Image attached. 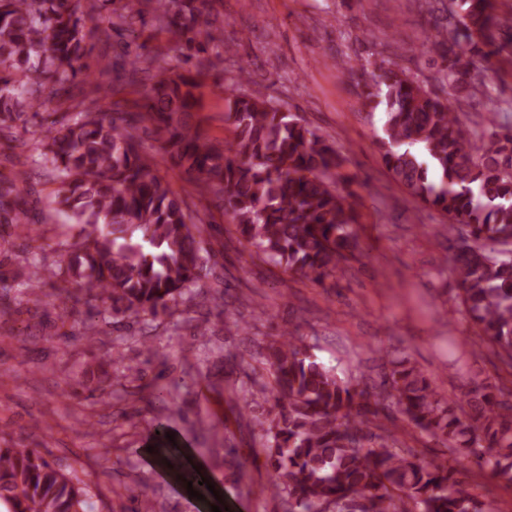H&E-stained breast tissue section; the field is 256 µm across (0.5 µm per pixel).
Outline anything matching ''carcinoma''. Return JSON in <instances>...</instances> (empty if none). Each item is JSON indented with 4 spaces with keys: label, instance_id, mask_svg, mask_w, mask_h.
Masks as SVG:
<instances>
[{
    "label": "carcinoma",
    "instance_id": "1",
    "mask_svg": "<svg viewBox=\"0 0 512 512\" xmlns=\"http://www.w3.org/2000/svg\"><path fill=\"white\" fill-rule=\"evenodd\" d=\"M158 22L184 40L185 60L215 69L224 34L204 19L208 0H153ZM96 3L81 0H0V133L29 107L45 109L72 97L86 66ZM148 0H130L114 26L144 22ZM512 41V18L493 0H453L446 24L432 40L445 62L448 89L467 99L483 84L474 58ZM156 74L139 111L114 103L105 111L100 88L83 93L80 117L51 122L37 163L61 180L68 219L78 229L53 268L37 276L55 280L57 299L70 311L80 302L96 309L82 321L93 341L98 322L133 317L149 322L193 298L207 276L210 247L205 221L159 175L171 160L189 180L220 199L247 247L267 263L322 285L356 258L359 213L344 172L348 158L285 104L266 93L249 72L253 90L226 92L225 121L235 138L221 144L188 120L197 83L171 70L165 59L147 60ZM378 79L365 98L384 106L376 133L382 160L394 182L412 198L448 218L443 235L470 328L500 362L512 368V127L497 124L499 110L477 134L461 121L448 98L416 80L397 63L376 64ZM17 71H33L47 84H23ZM149 122L163 133L156 153L139 131ZM23 173L0 185V217L31 238L21 202ZM0 275L1 307L41 302L33 289L11 298ZM271 381L260 393L273 404L261 417V447L269 488L288 512H493L460 479L464 462L512 483V404L498 399L504 387L486 379L442 397L405 357L387 354L391 369L380 382L340 376L310 352L304 337L285 329L261 353ZM402 416L448 448V461L425 462L404 446L399 425L376 420ZM175 459L202 495L195 471L175 452L154 457L164 471ZM88 484L50 463L37 448H0V502L10 512H88Z\"/></svg>",
    "mask_w": 512,
    "mask_h": 512
}]
</instances>
